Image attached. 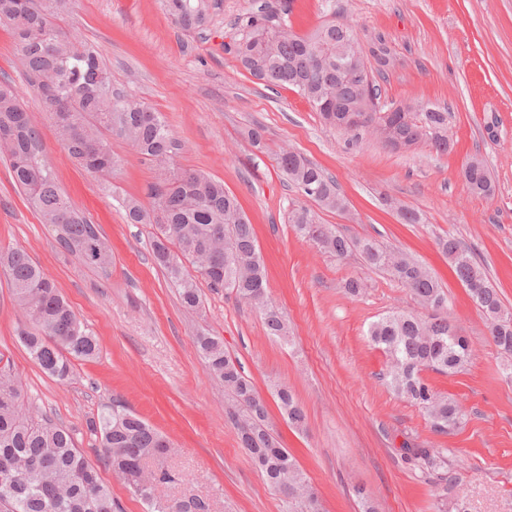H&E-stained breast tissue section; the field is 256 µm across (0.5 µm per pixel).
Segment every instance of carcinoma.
<instances>
[{
  "label": "carcinoma",
  "instance_id": "carcinoma-1",
  "mask_svg": "<svg viewBox=\"0 0 512 512\" xmlns=\"http://www.w3.org/2000/svg\"><path fill=\"white\" fill-rule=\"evenodd\" d=\"M71 4L72 0H0V26L10 28L15 36L20 65L49 110L58 143L88 175L103 182L117 166L114 138L155 162L156 181L165 184L163 197H157L152 184L148 202L126 197L122 208L127 223L149 226L152 257L182 306H201L200 280L252 304L254 291H267V269L254 227L236 196L202 170L171 166L181 144L163 115L115 87L97 49L59 25ZM164 6L177 28L193 33L210 22L214 4L213 0H164ZM356 39L352 26L334 20L300 35L286 24L274 27L253 16L232 51L255 79L296 89L329 126L340 128L336 118L348 110L364 112L390 127L405 149L422 139L437 154L450 152L448 107L381 102L375 75L385 68L379 62L375 69L367 68L369 58L356 55L352 47ZM0 154L7 157L18 191L40 222L52 228L58 247L84 266L107 273L112 267L111 246L61 191L46 156L43 133L31 124L18 91L6 81L0 82ZM471 162L473 168L464 175L469 190L494 196L485 162L477 156ZM278 166L303 196L316 188L312 200L321 208L346 210L336 179L317 164L288 149L279 153ZM288 224L298 236L338 259L358 253L367 268L389 274L427 310L424 316L393 312L372 323L368 336L388 356L384 378L392 391L424 410L436 431L457 428L463 418L459 407L421 375L425 369L458 373L471 358L467 337L448 324V295L437 278L402 251L396 253L373 238L352 239L336 232L306 207L289 210ZM92 243L98 247L99 260L89 262L82 254ZM438 246L469 297L490 319L489 335L495 346L512 350V312L503 307L474 253L452 235L438 239ZM0 274L9 280L23 315L18 338L43 373L66 383L74 376V362L98 358V338L25 249H0ZM261 315L268 335L288 338V324L278 306L267 301ZM193 343L210 378L222 384L230 397L228 417L238 416L250 425V435L241 436L242 447L266 483L299 491L281 499L282 512H322L316 490L267 425L265 401L224 351L223 338L200 332ZM275 393L288 424L304 430L306 413L290 388L278 385ZM89 429L98 438L108 467L146 504L147 512H210V503L202 498L161 501L154 489L140 485V470L166 457L167 439L133 410L114 402L90 421ZM405 453L430 467L446 465L442 448L407 447ZM115 509L110 490L97 467L77 448L73 433L33 414L25 406L21 378L1 367L0 512Z\"/></svg>",
  "mask_w": 512,
  "mask_h": 512
}]
</instances>
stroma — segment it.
I'll return each mask as SVG.
<instances>
[{
    "label": "stroma",
    "instance_id": "35a3bbf8",
    "mask_svg": "<svg viewBox=\"0 0 512 512\" xmlns=\"http://www.w3.org/2000/svg\"><path fill=\"white\" fill-rule=\"evenodd\" d=\"M262 13L306 33L325 20L351 23L363 49L385 43L391 63L382 100L429 102L450 109L453 150L399 153L326 127L295 91L260 84L228 47L248 18ZM94 45L112 82L165 117L183 148L177 166L221 180L239 200L268 268V293L290 337L268 336L258 310L224 290L204 288L198 313H187L154 263L147 226L130 224L121 198L144 197L155 163L124 142L109 185L77 169L57 143L48 113L28 86L12 35L0 29V79L15 85L44 135L46 153L74 205L98 224L112 247L109 273L94 272L62 252L14 187L0 160V247H23L53 278L100 343L70 382L46 376L19 342L22 315L0 275V364L26 385L25 402L69 428L97 464L117 512H145L112 470L101 464L90 420L119 401L173 444L166 493L196 495L213 512H281L280 497L241 448L225 414L223 386L211 381L192 337L221 336L264 399L283 445L321 496L324 512H361L365 489L377 512H512V378L481 311L436 245L450 234L475 253L512 309V0H218L205 30L186 33L167 18L162 0H75L65 23ZM265 129L263 147L247 133ZM287 148L332 174L347 212L319 210L321 223L351 238L376 237L409 253L437 276L457 325L473 345L470 365L427 382L463 412L458 428L434 431L427 416L397 397L382 378L386 358L369 341L373 322L421 307L389 275L358 256L339 260L298 237L287 222L293 206L312 201L288 184L276 154ZM479 155L496 185L494 198L470 193L462 168ZM420 213L405 223L402 209ZM361 277L365 292L344 291ZM288 386L307 413L298 432L281 414L275 385ZM442 448L463 496L441 498L437 473L404 456V444Z\"/></svg>",
    "mask_w": 512,
    "mask_h": 512
}]
</instances>
